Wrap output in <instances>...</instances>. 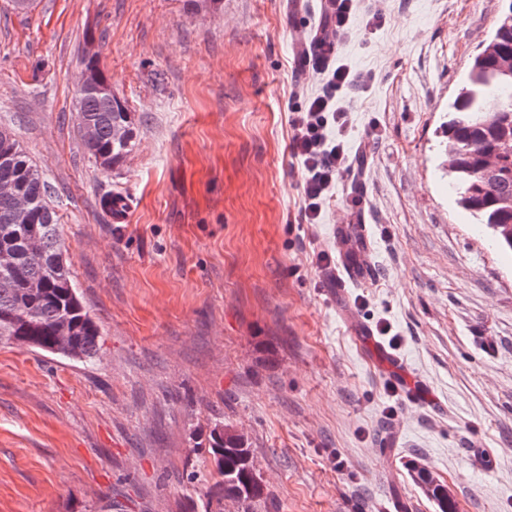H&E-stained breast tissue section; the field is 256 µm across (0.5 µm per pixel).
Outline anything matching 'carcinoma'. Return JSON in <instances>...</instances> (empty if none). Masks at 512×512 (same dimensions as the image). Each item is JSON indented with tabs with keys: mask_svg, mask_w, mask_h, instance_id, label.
<instances>
[{
	"mask_svg": "<svg viewBox=\"0 0 512 512\" xmlns=\"http://www.w3.org/2000/svg\"><path fill=\"white\" fill-rule=\"evenodd\" d=\"M500 16L492 38L512 46V22ZM500 100L492 112L484 101ZM86 153L94 161L117 165L136 145V123L119 99L85 97L76 100ZM444 155L456 203L476 224L492 229L496 246L512 251V72L497 69L489 60L474 58L448 105ZM496 153L497 174L486 176L479 150ZM71 336L79 360L99 357L100 329L89 316L70 283L64 242L47 186L23 143L0 127V343L52 353L59 336ZM210 449L220 479L206 487L205 495L222 500L253 503L264 496L262 485L233 448L243 435L230 425L214 427ZM439 512H456L448 488L425 471L418 473Z\"/></svg>",
	"mask_w": 512,
	"mask_h": 512,
	"instance_id": "cac0c4a2",
	"label": "carcinoma"
}]
</instances>
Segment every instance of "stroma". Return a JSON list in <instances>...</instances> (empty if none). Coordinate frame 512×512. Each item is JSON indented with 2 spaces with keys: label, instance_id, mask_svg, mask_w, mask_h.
<instances>
[{
  "label": "stroma",
  "instance_id": "1",
  "mask_svg": "<svg viewBox=\"0 0 512 512\" xmlns=\"http://www.w3.org/2000/svg\"><path fill=\"white\" fill-rule=\"evenodd\" d=\"M502 6L362 0L341 57L375 77L345 137L364 164L301 224L288 108L319 87L299 58L324 0H0V126L43 171L102 344L93 364L0 345V512H209L218 424L250 443L252 512H438L421 470L458 512H512V253L445 192L442 152ZM92 50L138 128L111 170L73 110ZM359 226L365 277L337 286L316 255L346 259ZM381 323L416 397L358 349Z\"/></svg>",
  "mask_w": 512,
  "mask_h": 512
}]
</instances>
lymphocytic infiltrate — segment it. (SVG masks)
Listing matches in <instances>:
<instances>
[{
	"instance_id": "f902f5d3",
	"label": "lymphocytic infiltrate",
	"mask_w": 512,
	"mask_h": 512,
	"mask_svg": "<svg viewBox=\"0 0 512 512\" xmlns=\"http://www.w3.org/2000/svg\"><path fill=\"white\" fill-rule=\"evenodd\" d=\"M355 0H328L319 33L300 58L321 81L319 92L294 106L288 115L292 130L289 149L302 168V223H317L338 180L358 163L344 140L351 126L352 102L374 81L372 73L352 68L339 56L355 12Z\"/></svg>"
}]
</instances>
